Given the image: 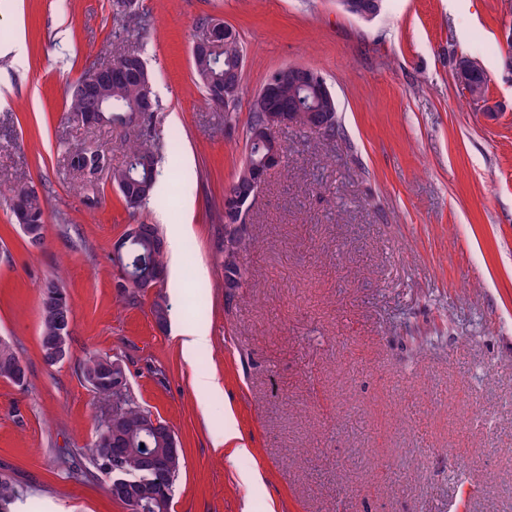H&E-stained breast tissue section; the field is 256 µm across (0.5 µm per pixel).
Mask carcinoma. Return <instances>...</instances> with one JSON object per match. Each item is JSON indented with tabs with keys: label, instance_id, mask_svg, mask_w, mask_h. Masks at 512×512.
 Here are the masks:
<instances>
[{
	"label": "carcinoma",
	"instance_id": "cac0c4a2",
	"mask_svg": "<svg viewBox=\"0 0 512 512\" xmlns=\"http://www.w3.org/2000/svg\"><path fill=\"white\" fill-rule=\"evenodd\" d=\"M244 59V48L239 35L231 29L224 39V45L214 56L193 62L198 85L205 91L208 83L220 80L224 84V92L228 100L232 102L239 100L243 87L242 72L238 71V66ZM470 64L471 68L463 85L471 97H484L488 84L487 74L477 62L472 60ZM78 84L79 81L76 80L66 90L68 111L75 115L93 106V102L81 94ZM301 103H303L302 92L288 80H283L278 90V111L293 109ZM140 105L141 88L135 74H130L128 80L124 82L112 85L104 111L109 125L121 128L129 134L127 159L123 166L112 167L110 159L98 152L79 148L69 151L71 166L87 179L92 180L99 173L108 172L110 181L117 188L121 199L131 209L139 207L152 198L158 175V161L153 151L137 142L135 138L137 124L133 123L131 115L132 110ZM270 119L269 109L256 104L252 105L246 125V161L243 162L232 183L225 188L224 194L246 191L248 160L259 161L269 151V146L260 136V131L266 127ZM19 193L25 195L31 225L38 231L37 238H31L29 242L33 246H40L44 241L46 205L37 194L29 190L22 188ZM222 221L224 230L230 231V248L224 249V278L230 287L238 288L248 277L247 269L240 263V255L253 247V240L245 235V229L235 224L234 212L227 207L223 208ZM128 251L153 266L165 265V240L155 224L144 225L143 238L129 245ZM68 311H70V305L61 284L53 279L44 282L40 291L42 325L40 346L45 360L51 356L49 340L55 334L59 320ZM82 374L86 379L96 375L102 378L108 377L105 358L98 354L89 355L83 364ZM0 378L18 385L26 381V373L16 352L10 344L1 341ZM95 394L100 400L112 402V405L119 410L118 425L125 437L126 447L131 449V453L121 459L118 465L104 464L103 458L106 456L109 444L104 431L99 430L92 444L93 466L109 482L115 478L120 479L126 493L131 495L149 484L152 478L151 473L142 466L141 456L146 452L167 455L169 466L163 482L166 491L154 500L152 512H170L172 491L181 473L183 456L179 453H168L170 448L168 435L155 431L150 426L151 412L130 399L127 378H122L120 382L114 379L110 383H105L95 389ZM17 495L18 491L13 482L1 476L0 512H9V506Z\"/></svg>",
	"mask_w": 512,
	"mask_h": 512
}]
</instances>
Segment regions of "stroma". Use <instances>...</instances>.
Instances as JSON below:
<instances>
[{
	"instance_id": "stroma-1",
	"label": "stroma",
	"mask_w": 512,
	"mask_h": 512,
	"mask_svg": "<svg viewBox=\"0 0 512 512\" xmlns=\"http://www.w3.org/2000/svg\"><path fill=\"white\" fill-rule=\"evenodd\" d=\"M506 0H383L363 20L338 0H0V339L25 385L0 379V475L12 512H125L90 459L103 417L80 375L119 361L140 406L183 450L171 512H512V15ZM224 21L246 49L235 123L193 73L199 21ZM135 51L157 106L140 141L158 157L155 199L127 208L88 181L70 148L126 161L121 130L89 128L65 90L89 65ZM477 60L491 113L458 81ZM305 65L334 94L341 134L273 129L287 149L255 197L224 286V190L245 158L253 97L274 70ZM48 205L33 247L10 203ZM132 224L188 225L161 290L118 288L114 243ZM56 278L72 309L70 356L40 350V289ZM170 307L166 329L151 312ZM207 328L185 356L178 334ZM217 380L202 399L193 381ZM486 419L479 427L471 410ZM245 447L228 457L224 432ZM456 450L447 457L445 447Z\"/></svg>"
}]
</instances>
